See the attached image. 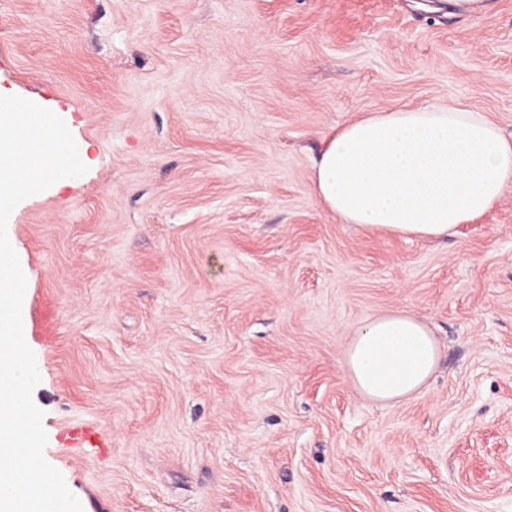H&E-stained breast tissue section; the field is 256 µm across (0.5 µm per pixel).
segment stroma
Masks as SVG:
<instances>
[{
    "label": "stroma",
    "mask_w": 512,
    "mask_h": 512,
    "mask_svg": "<svg viewBox=\"0 0 512 512\" xmlns=\"http://www.w3.org/2000/svg\"><path fill=\"white\" fill-rule=\"evenodd\" d=\"M0 87L66 113L88 166L9 217L83 512H512V186L429 240L311 185L326 135L396 105L511 136L512 0H0ZM394 308L441 357L387 405L340 359ZM62 437L71 448H84L86 444L103 448L99 437L85 428L67 427L63 429Z\"/></svg>",
    "instance_id": "stroma-1"
}]
</instances>
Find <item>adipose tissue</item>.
<instances>
[{"label": "adipose tissue", "instance_id": "ef3b65f1", "mask_svg": "<svg viewBox=\"0 0 512 512\" xmlns=\"http://www.w3.org/2000/svg\"><path fill=\"white\" fill-rule=\"evenodd\" d=\"M311 182L322 205L345 223L448 237L512 184V138L459 105L372 112L326 138ZM439 358L429 328L397 309L354 328L341 364L361 395L393 404L419 392Z\"/></svg>", "mask_w": 512, "mask_h": 512}]
</instances>
